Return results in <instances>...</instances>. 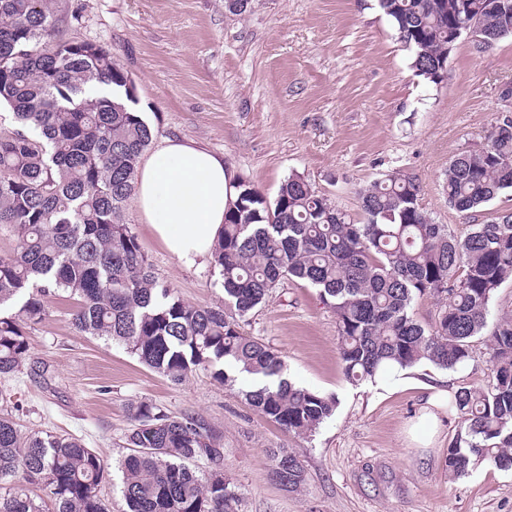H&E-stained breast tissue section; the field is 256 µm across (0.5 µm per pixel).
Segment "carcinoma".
<instances>
[{
	"label": "carcinoma",
	"instance_id": "1",
	"mask_svg": "<svg viewBox=\"0 0 512 512\" xmlns=\"http://www.w3.org/2000/svg\"><path fill=\"white\" fill-rule=\"evenodd\" d=\"M417 75L436 83L469 23L479 37L512 36V0H378ZM55 0H0V104L21 129L0 133V230L15 247L0 254V379L31 363L25 326L49 313V298L76 301L81 333L124 347L178 384L201 368L214 380L277 377L276 387L241 391L283 431L308 437L330 419L336 399L283 379L280 353L240 331L284 280L305 283L336 316L345 378L359 384L422 362L448 370L470 357L490 303L512 279V212L466 234L448 233L420 205V186L395 171L363 189L357 221L303 176L285 179L274 200L234 182L235 200L213 249L224 304L184 302L151 270L125 221L153 128L134 110L123 68L106 46L58 38ZM115 95L89 96L91 84ZM31 127L30 136L23 128ZM448 205L480 211L512 189V117L477 151L455 155L444 173ZM441 303L434 324L414 317L423 297ZM490 382L461 388L452 406L462 427L448 448V473L488 463L512 470V316L487 337ZM128 452L114 466L85 442L51 432L22 435L0 410V512H109L100 490L119 475L126 512H238L240 488L224 473L222 435L201 416L129 405ZM274 480L294 491L305 470L290 448H272Z\"/></svg>",
	"mask_w": 512,
	"mask_h": 512
}]
</instances>
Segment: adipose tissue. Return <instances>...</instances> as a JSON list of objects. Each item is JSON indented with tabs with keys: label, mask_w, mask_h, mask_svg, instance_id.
Returning a JSON list of instances; mask_svg holds the SVG:
<instances>
[{
	"label": "adipose tissue",
	"mask_w": 512,
	"mask_h": 512,
	"mask_svg": "<svg viewBox=\"0 0 512 512\" xmlns=\"http://www.w3.org/2000/svg\"><path fill=\"white\" fill-rule=\"evenodd\" d=\"M224 159L193 142L168 140L140 167L134 202L165 248L183 265L212 259L234 200Z\"/></svg>",
	"instance_id": "1"
}]
</instances>
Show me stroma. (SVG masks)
Masks as SVG:
<instances>
[{
    "mask_svg": "<svg viewBox=\"0 0 512 512\" xmlns=\"http://www.w3.org/2000/svg\"><path fill=\"white\" fill-rule=\"evenodd\" d=\"M66 38L108 46L136 85L137 107L155 142L192 140L222 155L234 178L275 198L300 174L338 208L361 218L358 192L392 171L415 176L430 218L464 234L512 212V190L481 211L450 207L443 175L451 158L486 147L512 116V36L486 51L461 37L440 82L411 67L377 0H262L236 16L224 0H58ZM126 221L156 275L186 302L219 306L213 264L189 268L143 224ZM75 301L51 298L49 314L27 328L30 373L0 380L22 434L49 430L84 440L107 463L126 450L129 403L201 415L223 435L224 471L241 489L239 512H512V471L479 464L462 477L445 467L461 426L450 404L437 408L430 444L412 441L436 390L481 387L491 377L485 343L450 370L423 362L357 385L343 375L336 317L315 288L288 281L243 323L244 334L275 348L288 378L337 401L313 436L282 432L237 388L197 370L170 383L123 347L78 332ZM290 448L306 474L284 490L267 451Z\"/></svg>",
    "mask_w": 512,
    "mask_h": 512,
    "instance_id": "1",
    "label": "stroma"
}]
</instances>
